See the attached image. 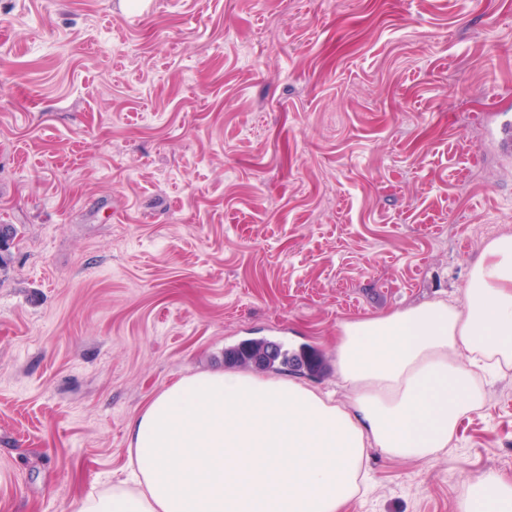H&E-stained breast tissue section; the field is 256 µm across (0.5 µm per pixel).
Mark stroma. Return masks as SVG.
<instances>
[{"label":"stroma","mask_w":512,"mask_h":512,"mask_svg":"<svg viewBox=\"0 0 512 512\" xmlns=\"http://www.w3.org/2000/svg\"><path fill=\"white\" fill-rule=\"evenodd\" d=\"M512 0H0V512H74L224 350L346 398L336 329L459 301L512 234ZM345 512L512 477V368ZM257 353H262L263 357L267 360L268 365L265 368H273L276 365V361L283 354V359L279 364L286 365L290 361L288 356V352L284 351L282 353V349L273 344H264L260 346H256L254 348H250L245 351L234 350L231 351L227 356L230 360H233L235 363H240L245 365L247 360L255 356Z\"/></svg>","instance_id":"obj_1"}]
</instances>
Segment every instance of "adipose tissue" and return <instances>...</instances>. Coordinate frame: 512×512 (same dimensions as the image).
Here are the masks:
<instances>
[{"label": "adipose tissue", "mask_w": 512, "mask_h": 512, "mask_svg": "<svg viewBox=\"0 0 512 512\" xmlns=\"http://www.w3.org/2000/svg\"><path fill=\"white\" fill-rule=\"evenodd\" d=\"M512 365V235L487 241L459 304L431 301L344 322L334 404L301 382L204 373L154 397L129 428L137 488L75 512H342L370 451L432 459L482 396L473 369ZM460 512H512V481H462Z\"/></svg>", "instance_id": "adipose-tissue-1"}]
</instances>
